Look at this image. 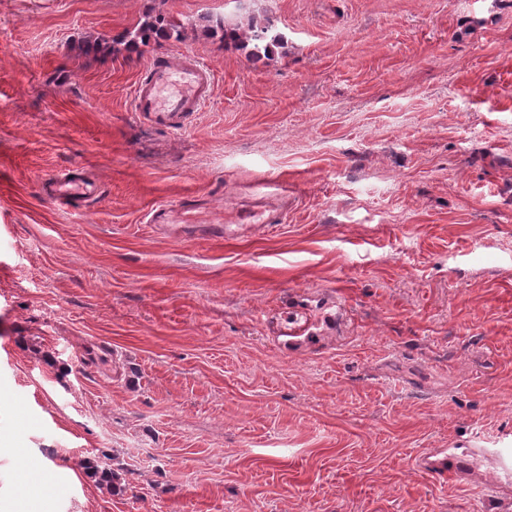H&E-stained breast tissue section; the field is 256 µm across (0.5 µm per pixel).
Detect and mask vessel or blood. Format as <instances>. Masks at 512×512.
<instances>
[{"label": "vessel or blood", "instance_id": "1", "mask_svg": "<svg viewBox=\"0 0 512 512\" xmlns=\"http://www.w3.org/2000/svg\"><path fill=\"white\" fill-rule=\"evenodd\" d=\"M211 84L210 69L196 58L188 57L179 62L156 59L150 62L146 78L139 81L134 90L133 107L145 123L177 130L188 116L200 110ZM51 191L60 204L66 206L72 199L92 194L93 187L83 178L66 175L52 184ZM309 329V319L297 312L283 319L278 333L297 337L307 335ZM433 466L449 479L463 481L471 469V453L443 449L441 458L434 460Z\"/></svg>", "mask_w": 512, "mask_h": 512}]
</instances>
